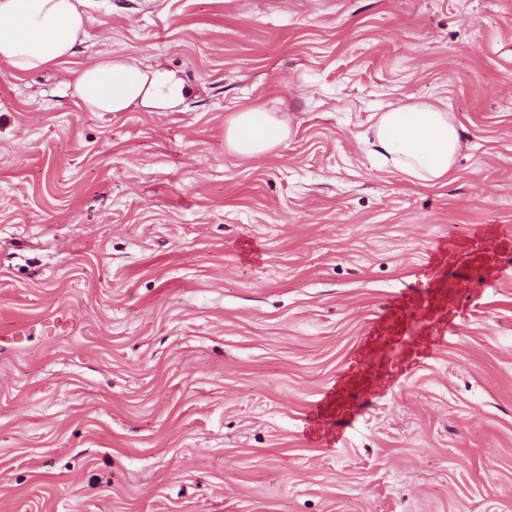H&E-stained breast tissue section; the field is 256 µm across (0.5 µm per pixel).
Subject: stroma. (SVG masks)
Returning a JSON list of instances; mask_svg holds the SVG:
<instances>
[{"label": "stroma", "instance_id": "35a3bbf8", "mask_svg": "<svg viewBox=\"0 0 512 512\" xmlns=\"http://www.w3.org/2000/svg\"><path fill=\"white\" fill-rule=\"evenodd\" d=\"M85 13L0 62V512H512V0ZM100 56L194 94L87 111ZM421 99L462 142L432 187L361 141ZM252 105L292 130L262 159L224 137Z\"/></svg>", "mask_w": 512, "mask_h": 512}]
</instances>
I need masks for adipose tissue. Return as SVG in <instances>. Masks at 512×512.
I'll use <instances>...</instances> for the list:
<instances>
[{
	"instance_id": "obj_1",
	"label": "adipose tissue",
	"mask_w": 512,
	"mask_h": 512,
	"mask_svg": "<svg viewBox=\"0 0 512 512\" xmlns=\"http://www.w3.org/2000/svg\"><path fill=\"white\" fill-rule=\"evenodd\" d=\"M82 0H0V61L19 71L71 57L87 36ZM73 87L91 112H179L193 88L163 64L105 58L79 69ZM371 145L383 165L426 185L446 179L461 140L448 110L419 101L375 114ZM291 129L274 113L253 106L236 112L225 131L231 151L259 158Z\"/></svg>"
}]
</instances>
